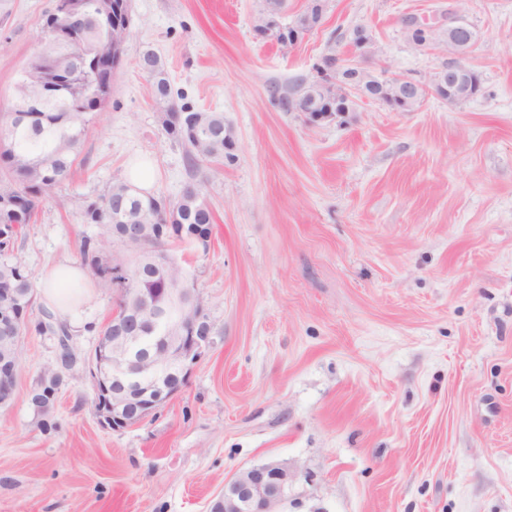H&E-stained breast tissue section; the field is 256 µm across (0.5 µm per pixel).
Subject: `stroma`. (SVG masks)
<instances>
[{
  "instance_id": "stroma-1",
  "label": "stroma",
  "mask_w": 512,
  "mask_h": 512,
  "mask_svg": "<svg viewBox=\"0 0 512 512\" xmlns=\"http://www.w3.org/2000/svg\"><path fill=\"white\" fill-rule=\"evenodd\" d=\"M53 0H0V114ZM263 0H132L130 38L66 180L18 237L33 273L78 263L85 198L152 169L149 191L203 179L207 251L174 253L197 283L212 344L182 390L119 431L91 406L87 359L114 306L84 273L56 310L77 363L43 431L29 401L58 340L23 334L16 393L0 408V512H210L236 470L275 459L302 476L279 512H512V0H326L284 49L254 30ZM464 16L483 91L413 112L358 101L334 120L283 111L275 85L312 78L356 27L366 70L424 83L450 55L413 25ZM160 56L173 93L220 112L233 161L189 170L138 65Z\"/></svg>"
}]
</instances>
